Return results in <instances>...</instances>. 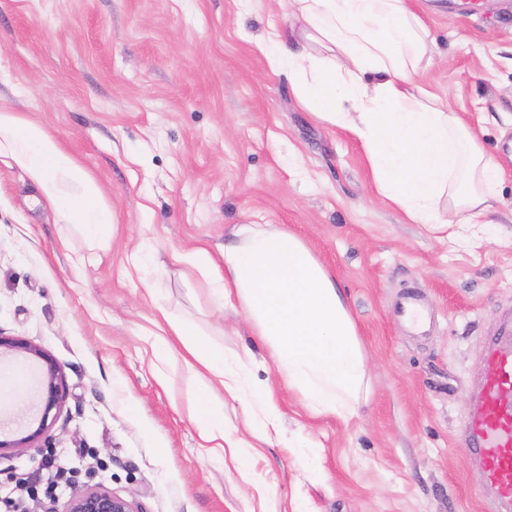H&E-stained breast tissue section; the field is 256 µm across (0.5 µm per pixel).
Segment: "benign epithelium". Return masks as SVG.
Returning a JSON list of instances; mask_svg holds the SVG:
<instances>
[{
  "instance_id": "benign-epithelium-1",
  "label": "benign epithelium",
  "mask_w": 512,
  "mask_h": 512,
  "mask_svg": "<svg viewBox=\"0 0 512 512\" xmlns=\"http://www.w3.org/2000/svg\"><path fill=\"white\" fill-rule=\"evenodd\" d=\"M20 357L35 365L39 371L40 384L33 394L31 407L35 418L15 432L0 435V459L38 447L56 420L66 400L65 375L58 361L46 350L23 336L6 335L0 331V358ZM66 512H142L139 505L114 493L104 483L84 484V488L73 493L67 503Z\"/></svg>"
}]
</instances>
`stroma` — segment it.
<instances>
[{
    "instance_id": "35a3bbf8",
    "label": "stroma",
    "mask_w": 512,
    "mask_h": 512,
    "mask_svg": "<svg viewBox=\"0 0 512 512\" xmlns=\"http://www.w3.org/2000/svg\"><path fill=\"white\" fill-rule=\"evenodd\" d=\"M409 2L434 38L421 83L507 161L479 238L439 237L378 197L360 143L313 119L260 51L286 23L277 0H0V107L41 123L117 215L99 262L74 266L84 241L0 162V332L50 352L68 388L46 433L53 457L0 461L28 485L0 487V512H33L48 491L63 512L59 469L93 472L143 512H481L459 429L485 340L512 308V0ZM235 224L286 225L335 274L373 375L345 426L312 416L271 363L250 364L282 417L258 441L226 398L228 428L250 444L244 469L198 437L200 374L149 347L161 308L227 356L253 345L241 309L172 260L218 250ZM141 245L159 253L148 277L126 260ZM409 294L426 311L420 335L399 317ZM300 434L324 482L289 448Z\"/></svg>"
}]
</instances>
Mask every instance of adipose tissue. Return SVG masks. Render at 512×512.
Returning a JSON list of instances; mask_svg holds the SVG:
<instances>
[{
  "instance_id": "obj_1",
  "label": "adipose tissue",
  "mask_w": 512,
  "mask_h": 512,
  "mask_svg": "<svg viewBox=\"0 0 512 512\" xmlns=\"http://www.w3.org/2000/svg\"><path fill=\"white\" fill-rule=\"evenodd\" d=\"M290 27L272 31L262 50L272 70L294 77L299 100L318 121L346 130L366 154L381 199L414 224L444 231L477 225L501 177L459 113L419 83L433 62L431 33L408 0H293ZM37 184L43 199L86 243L105 250L115 214L96 181L41 124L0 108V160ZM219 254L196 247L173 253L196 270L221 302H237L290 390L317 416L348 424L358 416L370 367L335 274L280 224H236ZM155 357L181 344L188 367L209 375L193 394L204 442L237 447L224 423L227 390L247 398L262 425L278 405L266 387L240 374L191 325L163 314Z\"/></svg>"
}]
</instances>
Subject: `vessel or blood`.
Wrapping results in <instances>:
<instances>
[{"mask_svg":"<svg viewBox=\"0 0 512 512\" xmlns=\"http://www.w3.org/2000/svg\"><path fill=\"white\" fill-rule=\"evenodd\" d=\"M479 388L461 438L491 492L486 512H512V311L486 343Z\"/></svg>","mask_w":512,"mask_h":512,"instance_id":"obj_1","label":"vessel or blood"}]
</instances>
